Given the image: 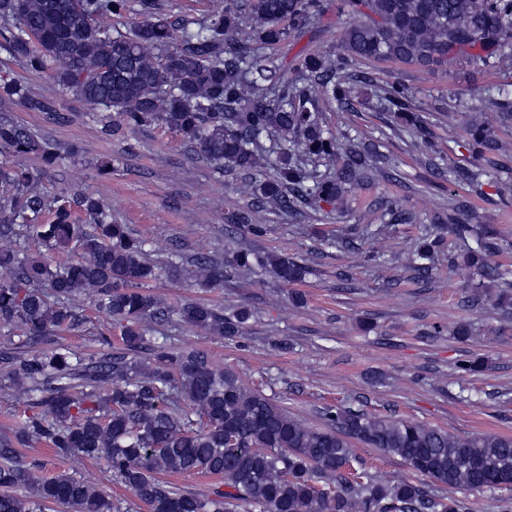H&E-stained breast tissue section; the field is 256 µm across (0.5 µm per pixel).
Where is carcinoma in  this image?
<instances>
[{
    "label": "carcinoma",
    "mask_w": 512,
    "mask_h": 512,
    "mask_svg": "<svg viewBox=\"0 0 512 512\" xmlns=\"http://www.w3.org/2000/svg\"><path fill=\"white\" fill-rule=\"evenodd\" d=\"M328 8V0H239L193 28L154 12L118 36L112 22L132 12L131 0H0V20L14 27L5 50L85 102L103 121L104 135L159 122L196 158L256 180V207L301 220L308 208L335 204L344 185L370 179L369 171L387 160L360 139L343 141L326 129L316 90L348 105L351 83L372 82L357 69L363 60L418 68L467 60L495 68L512 58V0H342L338 9L355 20L340 48L309 54L298 76H284L267 50L305 33ZM0 89L32 112L65 120L47 94L30 95L8 80ZM378 92L432 147L413 88L396 78ZM478 108L512 125V92L481 96ZM272 134L277 141L269 145ZM467 134L479 163L448 166V182L503 186L500 197L509 201L512 186L502 185L509 168L495 159L496 139L480 125ZM2 153L53 160L25 126L1 118ZM338 158L335 171H318ZM42 176L40 168L0 161V326L22 331V340L0 346V366L29 406L0 434V512H42L49 504L121 512L104 489L69 474L41 475L19 450L34 442L60 456L102 461L147 512H467L457 492L512 485V438L455 435L347 405L325 409L322 425L311 427L232 370L216 367L206 351L157 335L159 327L181 322L239 339L250 313L226 314L201 302L169 306L149 289L161 268L150 260L147 241L112 221L100 198L73 193L50 223H39L52 204ZM381 207L394 224L411 220L397 196ZM448 210V225L416 249L415 279H432L447 232L463 242V260L500 288V309L512 315V271L490 260L501 250L495 231L470 223L463 202ZM238 232L258 239L266 227L242 211L228 229ZM25 233L51 252L76 250L79 258L57 265L48 254L28 255L20 244ZM192 264L205 285L255 267L270 269L285 286L307 275L295 260L246 247ZM79 295L93 297L119 328L121 346L103 337L96 352L81 354L56 342L58 329L80 332L86 323L73 306ZM481 368L467 353L456 363L460 377ZM356 441L399 457L426 481L380 480L357 459ZM191 474L222 483L202 496L165 480Z\"/></svg>",
    "instance_id": "cac0c4a2"
}]
</instances>
